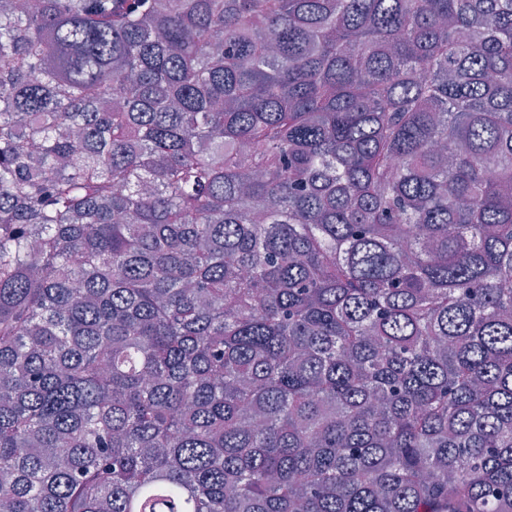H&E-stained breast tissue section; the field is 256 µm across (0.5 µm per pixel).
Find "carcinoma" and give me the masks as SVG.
<instances>
[{
	"label": "carcinoma",
	"instance_id": "carcinoma-1",
	"mask_svg": "<svg viewBox=\"0 0 512 512\" xmlns=\"http://www.w3.org/2000/svg\"><path fill=\"white\" fill-rule=\"evenodd\" d=\"M0 512H512V0H0Z\"/></svg>",
	"mask_w": 512,
	"mask_h": 512
}]
</instances>
